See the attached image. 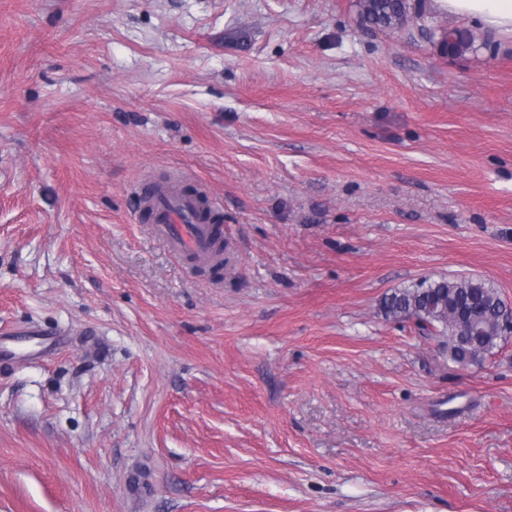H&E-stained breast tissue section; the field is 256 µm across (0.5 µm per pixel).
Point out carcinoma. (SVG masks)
Returning a JSON list of instances; mask_svg holds the SVG:
<instances>
[{"instance_id": "cac0c4a2", "label": "carcinoma", "mask_w": 512, "mask_h": 512, "mask_svg": "<svg viewBox=\"0 0 512 512\" xmlns=\"http://www.w3.org/2000/svg\"><path fill=\"white\" fill-rule=\"evenodd\" d=\"M409 0H360L364 27L402 30L410 18ZM468 30L442 31L440 50L450 56L472 47ZM382 309L388 318L412 320L423 334L447 339L448 357L457 364L479 365L504 339L500 321L512 313L496 288L478 278L424 279L386 295Z\"/></svg>"}]
</instances>
